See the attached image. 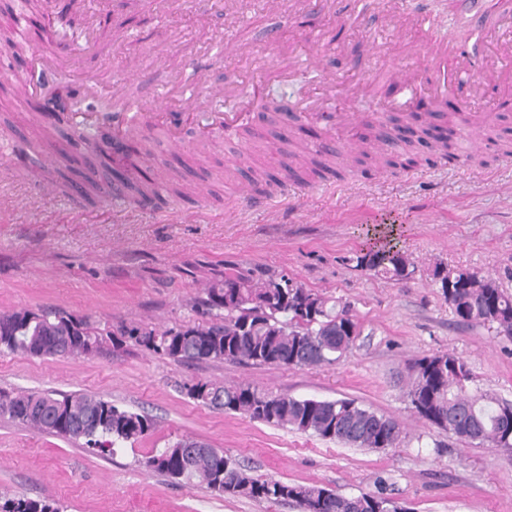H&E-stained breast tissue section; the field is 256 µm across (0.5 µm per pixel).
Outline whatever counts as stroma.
Here are the masks:
<instances>
[{
	"mask_svg": "<svg viewBox=\"0 0 512 512\" xmlns=\"http://www.w3.org/2000/svg\"><path fill=\"white\" fill-rule=\"evenodd\" d=\"M86 10L105 24L120 16L125 40L113 42L105 32L89 50L83 23L63 25L57 39L81 53L79 73L48 80L22 66L0 71V85L30 83L49 104L82 102L93 122L79 127L70 121L58 132L97 141L115 107L114 83H124L130 111L162 96L180 107V97L167 93L170 58L182 64L186 93L234 82L257 111L318 87L339 103L354 81L421 47L413 32L405 47L395 46L372 10L361 25L341 24L323 0H311L309 13L293 20L255 0L233 24L203 0H181L171 14L164 0L152 12L132 0H86ZM316 28L330 43L335 83L322 85L309 69L285 82L269 76L285 59L315 55L304 37ZM373 37L381 48L376 55L366 52ZM225 108L220 98L210 111L185 116L183 152L190 162L181 178L188 192H162L151 213L132 203L116 211L62 192L33 195L19 171L11 182H0V311L56 308L111 335L132 327L177 328L202 321L207 288L222 283L225 267L234 266L254 279L284 272L350 304L361 327L353 349L335 364L302 368L180 365L130 344L88 357L2 351L0 390L94 393L150 414L157 427L103 457L83 443L0 417V492L50 498L65 512H298L290 504L222 498L142 467L146 456L189 437L279 480L346 496L386 487L410 512H512V449L462 443L419 419L407 399L414 360L449 352L468 362L478 391L512 402V338L487 325H457L430 276L438 263L463 266L499 279L512 293V156L479 150L455 167L421 162L381 175L372 167L339 178L306 172L294 195L256 182L252 189L263 207L246 206L231 217L241 169L270 171L274 164L264 146L252 150L232 140L198 149L197 132ZM31 109L21 98L0 95V155L13 142L42 144ZM371 233L391 235L410 254L416 266L411 279L397 282L353 267V254ZM198 378L298 398H353L397 419L402 441L396 448H349L215 410L183 391Z\"/></svg>",
	"mask_w": 512,
	"mask_h": 512,
	"instance_id": "35a3bbf8",
	"label": "stroma"
}]
</instances>
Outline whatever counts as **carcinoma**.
I'll use <instances>...</instances> for the list:
<instances>
[{
  "label": "carcinoma",
  "instance_id": "obj_1",
  "mask_svg": "<svg viewBox=\"0 0 512 512\" xmlns=\"http://www.w3.org/2000/svg\"><path fill=\"white\" fill-rule=\"evenodd\" d=\"M419 135L403 137L397 154L363 155L360 162L395 168L400 159L429 141V151L453 157V139L440 135L436 125L422 123ZM393 141L397 136L384 123H368L362 138ZM57 153L73 164L95 160L110 170L111 158L100 144L75 149L74 138L54 140ZM356 267L402 281L414 273L408 254L395 245L370 243L356 252ZM456 292H442L458 323L489 324L512 337V294L495 279L467 269H454ZM285 275L269 273L255 281L228 274L224 285L206 289V305L217 310L202 323L165 330L132 327L112 339L172 360L232 362L256 366L311 367L339 361L355 345L358 325L346 304L333 303L307 288H284ZM97 328L85 319L56 309H19L0 312V349L30 357L93 355L102 349ZM474 381L467 362L450 353L424 356L412 365L408 396L414 412L430 424L469 444L512 448V403L488 393L472 394ZM187 395L208 390L205 406L242 414L254 421L307 433L354 448L398 447L402 430L391 417L350 398L323 400L265 392L249 384L224 385L198 380L183 385ZM0 416L37 432L85 444L103 455L113 448L146 438L156 429L147 413L122 410L102 396L86 392L54 394L0 391ZM453 418V428L444 419ZM144 465L175 482H197L218 496L256 502L296 504L301 512H401L393 497L379 490L344 496L318 485L284 482L256 476L234 464L224 452L186 438L149 456ZM0 512H60L48 498L0 494Z\"/></svg>",
  "mask_w": 512,
  "mask_h": 512
}]
</instances>
